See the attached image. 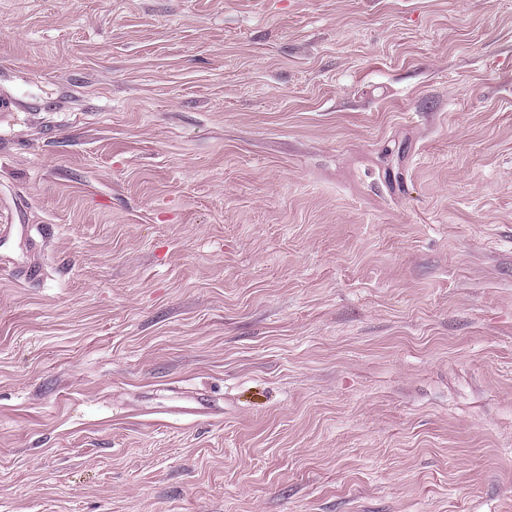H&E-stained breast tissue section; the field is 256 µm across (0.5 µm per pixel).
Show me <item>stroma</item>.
Instances as JSON below:
<instances>
[{
  "mask_svg": "<svg viewBox=\"0 0 512 512\" xmlns=\"http://www.w3.org/2000/svg\"><path fill=\"white\" fill-rule=\"evenodd\" d=\"M1 96L0 512H512V0H0Z\"/></svg>",
  "mask_w": 512,
  "mask_h": 512,
  "instance_id": "1",
  "label": "stroma"
}]
</instances>
